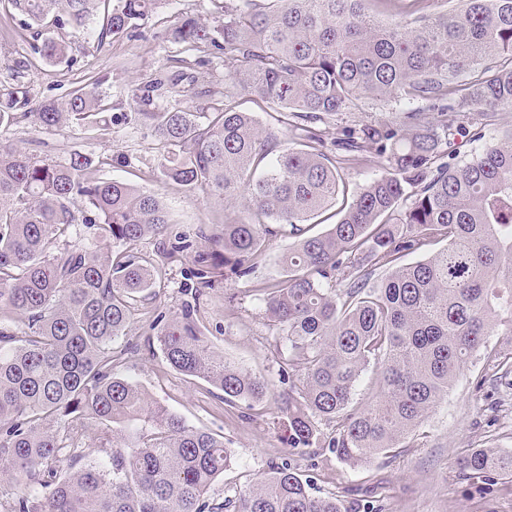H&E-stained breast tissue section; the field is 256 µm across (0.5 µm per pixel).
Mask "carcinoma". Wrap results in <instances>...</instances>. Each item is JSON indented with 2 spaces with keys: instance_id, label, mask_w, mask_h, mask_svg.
<instances>
[{
  "instance_id": "cac0c4a2",
  "label": "carcinoma",
  "mask_w": 512,
  "mask_h": 512,
  "mask_svg": "<svg viewBox=\"0 0 512 512\" xmlns=\"http://www.w3.org/2000/svg\"><path fill=\"white\" fill-rule=\"evenodd\" d=\"M8 2L28 27L49 19L95 32L101 45L133 37L157 0ZM245 2L224 11L218 30L187 16L167 35L224 56V81L284 108L279 122L294 147L255 180L273 152L271 133L229 94L204 112L162 107L160 81L140 88L148 110L133 121L179 150L160 163L163 180L242 202L221 229L198 232L210 248L193 257L196 292L223 267L251 274L275 233L261 218L300 236L283 258L288 275L249 295L278 327L279 375L302 382L281 398L288 453L321 442L355 467L396 452L497 327L512 336V129L462 163L444 161L467 113L488 126L512 108V0H462L406 23L379 21L368 0ZM36 51L52 62L66 46L48 38ZM467 71L471 81L457 84ZM98 86L33 106L17 84L0 93V127L87 131L104 110ZM365 97L405 99L410 109L396 127L346 126L326 143L317 125ZM329 145L358 159L373 152L383 172L327 232L307 236L301 224L340 188ZM169 229L159 193L97 177L87 154L57 161L0 148V483L14 475L26 485L5 512H348L334 496L313 495L286 463L246 490L211 493L234 463L224 436L187 425L122 374L127 351L112 342L133 323L136 298L166 275L133 249L148 235L164 237L169 259L192 247ZM441 237L439 252L397 265L401 253ZM380 268L387 275L369 285ZM151 329L171 368L225 402L252 410L269 392L265 379L211 350L194 308L157 313ZM372 362L380 399L351 409ZM319 421L331 427L324 438ZM93 429L105 459L90 458ZM459 466L493 486L512 475V456L480 448Z\"/></svg>"
}]
</instances>
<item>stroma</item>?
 Here are the masks:
<instances>
[{"instance_id":"obj_1","label":"stroma","mask_w":512,"mask_h":512,"mask_svg":"<svg viewBox=\"0 0 512 512\" xmlns=\"http://www.w3.org/2000/svg\"><path fill=\"white\" fill-rule=\"evenodd\" d=\"M195 16L212 26L224 15L212 0H158L142 21L136 35L96 44L70 29H47L45 34L23 29L21 18L6 0H0V90L24 83L33 101L64 100L89 77L101 79L107 103L99 126L90 132L71 128L42 129L22 122L0 128V143L34 154L62 160L81 151L95 160L97 175L161 193L173 215L174 229L191 237L198 249L207 242L197 238L199 228H215L232 216L234 207L222 196L176 184L163 183L158 166L164 149L142 124L129 122L137 110L140 86L193 66L201 52L188 50L167 38L166 31L180 18ZM67 46L66 57L46 63L35 54L45 37ZM402 106L391 99L362 100L356 109L341 112L325 124V139L333 141L342 126L356 124L399 125ZM479 113H470L458 132L449 138L448 159L457 163L471 157L482 130L491 142L500 130L512 128V109L498 112L494 125L482 126ZM297 238L283 231L270 238L255 271L244 278L215 277L210 288L196 293L190 277L191 258L165 260L160 241L147 237L137 246L139 256L164 265L166 278L156 293H145L139 314L116 347L133 353L124 370L149 398L181 416L188 425L223 434L235 450V463L221 477V484L248 487L286 463L311 480L317 495L336 494L349 512L371 503L382 512H512V479L487 486L459 474L458 460L474 448L512 454V372L501 365L512 353V336L495 332L460 370L445 396L409 435L405 446L392 456L353 468L341 463L328 449L289 454L284 434L280 397L288 386L277 374L273 344L278 330L246 291L253 285L283 277L281 257ZM198 303V320L212 349L253 375L269 381L271 390L255 407H229L215 400L204 381L170 368L149 327L148 311L167 316L180 313L184 304Z\"/></svg>"}]
</instances>
